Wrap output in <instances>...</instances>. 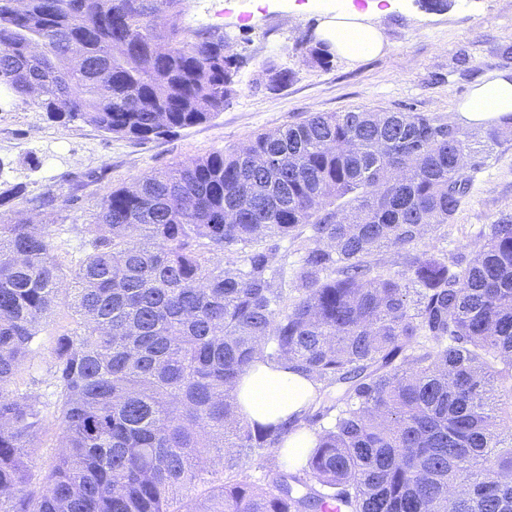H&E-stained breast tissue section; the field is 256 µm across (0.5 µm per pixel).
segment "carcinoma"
<instances>
[{"mask_svg":"<svg viewBox=\"0 0 512 512\" xmlns=\"http://www.w3.org/2000/svg\"><path fill=\"white\" fill-rule=\"evenodd\" d=\"M163 2L151 19L150 0H0V91L136 140L210 120L241 61L218 30L186 32V0ZM292 78L266 63L259 84ZM508 135L315 112L107 190L76 261L48 225L0 215V512H512V213L464 264L415 250ZM64 290L76 320L42 401L22 374ZM257 358L313 382L307 411L244 419L234 387ZM303 429L297 466L284 450ZM260 451L275 476L238 478Z\"/></svg>","mask_w":512,"mask_h":512,"instance_id":"carcinoma-1","label":"carcinoma"}]
</instances>
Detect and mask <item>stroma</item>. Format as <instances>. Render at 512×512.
Listing matches in <instances>:
<instances>
[{"instance_id":"1","label":"stroma","mask_w":512,"mask_h":512,"mask_svg":"<svg viewBox=\"0 0 512 512\" xmlns=\"http://www.w3.org/2000/svg\"><path fill=\"white\" fill-rule=\"evenodd\" d=\"M351 6L369 13L383 37L382 53L359 60L337 55L326 68L306 64L309 41L322 21ZM182 24L189 32L220 28L241 61L237 93L223 111L158 139L134 140L79 120L53 121L31 98L1 92L0 212L49 225L55 243L74 258L82 253L75 228L90 222L106 189L245 145L314 112L366 108L448 120L487 75L512 71L499 54L500 46L512 45V0H453L443 11L425 9L420 0H189ZM264 62L293 72L287 87L256 86ZM16 186L23 187V197H9ZM47 192L58 200L56 212L36 206ZM504 210L512 211V138L474 173L448 227L449 255L470 258L479 229ZM70 324L67 307L58 305L33 344L25 374L39 393L50 392L53 337Z\"/></svg>"}]
</instances>
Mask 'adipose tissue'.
<instances>
[{
    "mask_svg": "<svg viewBox=\"0 0 512 512\" xmlns=\"http://www.w3.org/2000/svg\"><path fill=\"white\" fill-rule=\"evenodd\" d=\"M319 37L338 55L350 60L377 54L384 47L381 34L367 13L355 9L325 19ZM457 115L466 125L504 124L512 116V79L504 73L492 74L458 107ZM235 393L248 421L267 424L305 410L315 389L310 380L291 370L259 360L240 376Z\"/></svg>",
    "mask_w": 512,
    "mask_h": 512,
    "instance_id": "1",
    "label": "adipose tissue"
}]
</instances>
